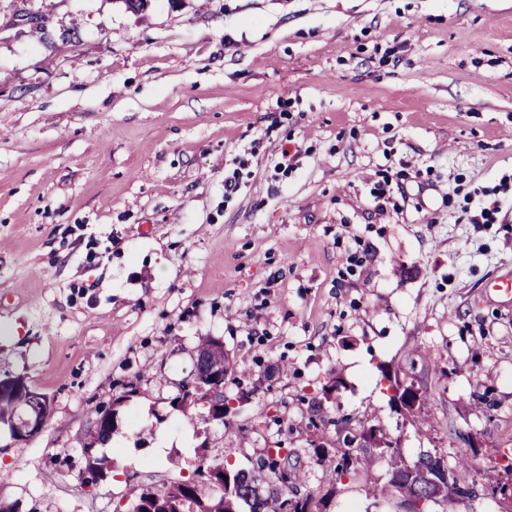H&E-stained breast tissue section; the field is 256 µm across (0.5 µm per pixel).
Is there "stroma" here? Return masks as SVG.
<instances>
[{
	"instance_id": "35a3bbf8",
	"label": "stroma",
	"mask_w": 512,
	"mask_h": 512,
	"mask_svg": "<svg viewBox=\"0 0 512 512\" xmlns=\"http://www.w3.org/2000/svg\"><path fill=\"white\" fill-rule=\"evenodd\" d=\"M508 272L512 0H0V379L50 402L30 440L0 422L18 512H124L277 445L324 512H387L393 459L435 451L468 459L466 512H512L484 493L512 449ZM205 337L221 423L171 406ZM343 418L396 452L333 479ZM398 384L399 386L396 387V395L393 394L391 396L392 401L395 400L404 414L408 416L418 414L423 409V405H426V398L424 397V399H422L420 391L414 384L407 385L397 382L396 385ZM117 404H120V398L114 400L112 406L101 408L96 412V415L91 422V426L93 428H91V435L89 436L92 441L84 446V452L87 456H92L90 454L94 444L98 443L104 445L111 438L114 430L113 425L115 415V409L113 406Z\"/></svg>"
}]
</instances>
